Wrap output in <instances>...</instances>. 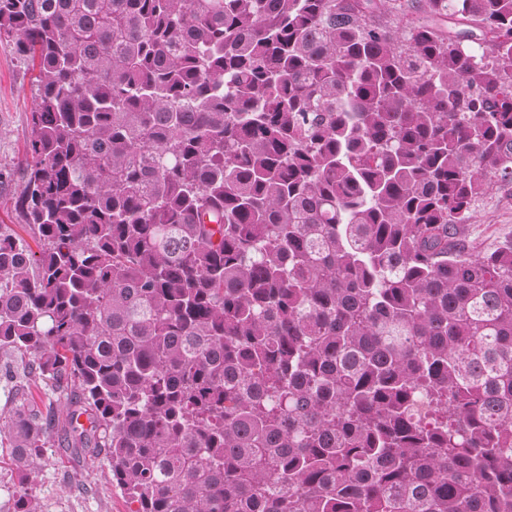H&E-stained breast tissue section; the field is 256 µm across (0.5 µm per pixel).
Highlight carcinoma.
I'll return each mask as SVG.
<instances>
[{"mask_svg":"<svg viewBox=\"0 0 512 512\" xmlns=\"http://www.w3.org/2000/svg\"><path fill=\"white\" fill-rule=\"evenodd\" d=\"M14 512L54 435L129 512H512V0H0ZM10 42L0 41V224L25 239L34 252L33 234L16 207L24 188L22 175L33 163L27 152L28 113L35 106L32 72L15 54ZM468 234L479 251L492 250L512 237V185H496L480 199Z\"/></svg>","mask_w":512,"mask_h":512,"instance_id":"1","label":"carcinoma"}]
</instances>
